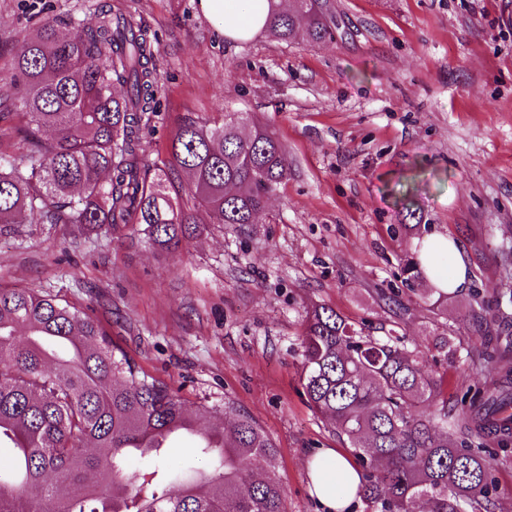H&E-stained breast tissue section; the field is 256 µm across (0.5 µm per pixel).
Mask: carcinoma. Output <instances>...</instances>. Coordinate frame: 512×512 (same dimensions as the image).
<instances>
[{"instance_id": "carcinoma-1", "label": "carcinoma", "mask_w": 512, "mask_h": 512, "mask_svg": "<svg viewBox=\"0 0 512 512\" xmlns=\"http://www.w3.org/2000/svg\"><path fill=\"white\" fill-rule=\"evenodd\" d=\"M266 28L283 40L333 35L325 0H271ZM148 31L101 8L90 27L46 23L8 62L0 104L30 119V165L0 157V224L138 226L178 253L206 224H253L288 175L267 128L246 135L235 115L220 126L188 122L170 145L189 177L172 195L168 171L142 159L145 116L156 111ZM124 94L116 93V88ZM50 129L44 141L39 133ZM503 295L481 302L495 318ZM79 306L37 290L0 288V512H285L278 450L240 414L221 427L189 411L168 383L112 347L107 328ZM375 336L324 304L307 310L301 385L312 409L364 467L366 512H496L492 461L512 456V364L487 344L475 363L489 385H469L453 409L423 351L396 327ZM193 428L210 472L169 461ZM138 459L141 468L129 463Z\"/></svg>"}]
</instances>
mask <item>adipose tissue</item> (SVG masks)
Wrapping results in <instances>:
<instances>
[{
	"instance_id": "adipose-tissue-1",
	"label": "adipose tissue",
	"mask_w": 512,
	"mask_h": 512,
	"mask_svg": "<svg viewBox=\"0 0 512 512\" xmlns=\"http://www.w3.org/2000/svg\"><path fill=\"white\" fill-rule=\"evenodd\" d=\"M202 14L224 38L250 39L264 29L269 0H199ZM413 259L424 282L440 293H456L469 283L468 266L457 242L443 233L414 241ZM312 493L324 512H349L362 481L360 469L333 448L319 449L308 463Z\"/></svg>"
}]
</instances>
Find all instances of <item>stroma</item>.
Returning a JSON list of instances; mask_svg holds the SVG:
<instances>
[{"mask_svg":"<svg viewBox=\"0 0 512 512\" xmlns=\"http://www.w3.org/2000/svg\"><path fill=\"white\" fill-rule=\"evenodd\" d=\"M154 39L158 107L142 130L153 167L188 119L240 112L272 131L288 176L256 223L211 225L182 253L143 236L70 224L0 226V286L90 306L114 347L215 422L246 414L278 449L285 512H322L308 456L347 446L300 385L308 307L370 329L399 324L449 403L483 349L473 291L512 290V0H331L339 28L317 42L220 37L198 0H0V69L41 25H90L99 2ZM22 114L0 120V157L30 160ZM412 196L407 228L399 201ZM432 232L467 255V288L435 314L402 266ZM396 296L389 304L388 296ZM460 348L447 364L438 335Z\"/></svg>","mask_w":512,"mask_h":512,"instance_id":"35a3bbf8","label":"stroma"}]
</instances>
